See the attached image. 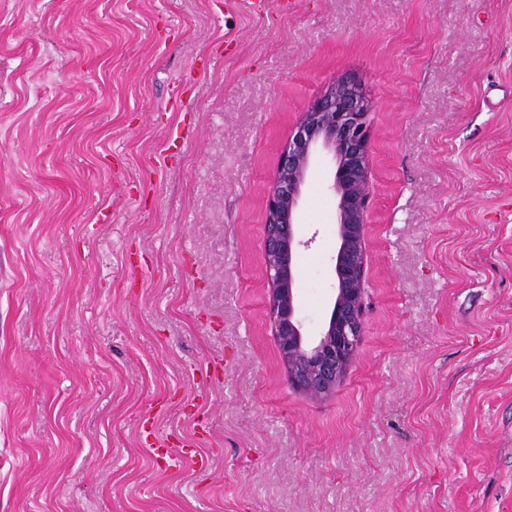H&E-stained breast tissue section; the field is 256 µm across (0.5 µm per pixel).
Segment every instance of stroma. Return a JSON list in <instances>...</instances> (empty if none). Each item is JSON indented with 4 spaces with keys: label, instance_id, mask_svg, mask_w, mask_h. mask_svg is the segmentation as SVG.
<instances>
[{
    "label": "stroma",
    "instance_id": "1",
    "mask_svg": "<svg viewBox=\"0 0 512 512\" xmlns=\"http://www.w3.org/2000/svg\"><path fill=\"white\" fill-rule=\"evenodd\" d=\"M343 74L374 103L365 325L313 399L263 215ZM332 176L301 205L311 335ZM146 419L200 460L166 468ZM0 512H512V0H0Z\"/></svg>",
    "mask_w": 512,
    "mask_h": 512
}]
</instances>
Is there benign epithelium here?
<instances>
[{
    "instance_id": "1",
    "label": "benign epithelium",
    "mask_w": 512,
    "mask_h": 512,
    "mask_svg": "<svg viewBox=\"0 0 512 512\" xmlns=\"http://www.w3.org/2000/svg\"><path fill=\"white\" fill-rule=\"evenodd\" d=\"M370 102L351 77L328 83L302 113L282 146L268 195L262 259L267 315L288 382L324 398L355 361L363 335L367 218L371 208ZM327 157L336 197L334 296L318 334H307L298 313L295 257L302 239L300 205L309 172Z\"/></svg>"
}]
</instances>
